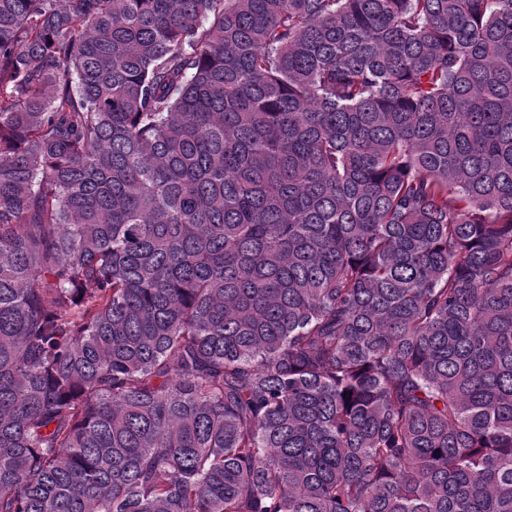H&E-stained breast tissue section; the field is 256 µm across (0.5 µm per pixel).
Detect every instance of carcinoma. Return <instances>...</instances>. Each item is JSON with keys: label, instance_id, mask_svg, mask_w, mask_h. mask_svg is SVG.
Wrapping results in <instances>:
<instances>
[{"label": "carcinoma", "instance_id": "1", "mask_svg": "<svg viewBox=\"0 0 512 512\" xmlns=\"http://www.w3.org/2000/svg\"><path fill=\"white\" fill-rule=\"evenodd\" d=\"M0 512H512V0H0Z\"/></svg>", "mask_w": 512, "mask_h": 512}]
</instances>
